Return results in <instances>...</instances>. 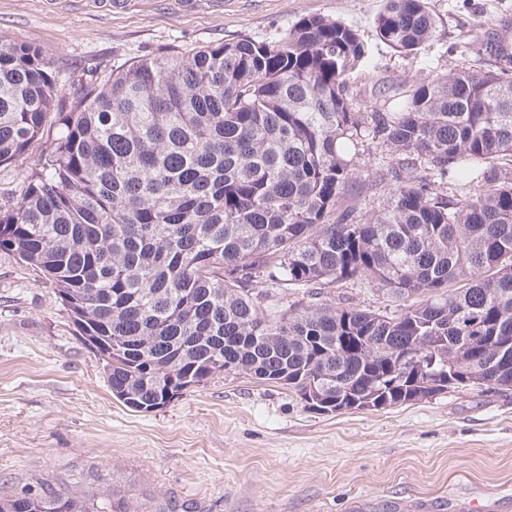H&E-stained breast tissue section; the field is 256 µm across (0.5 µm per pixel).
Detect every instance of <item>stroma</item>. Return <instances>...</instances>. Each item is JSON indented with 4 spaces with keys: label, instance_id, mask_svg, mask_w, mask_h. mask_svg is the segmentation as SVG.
<instances>
[{
    "label": "stroma",
    "instance_id": "stroma-1",
    "mask_svg": "<svg viewBox=\"0 0 512 512\" xmlns=\"http://www.w3.org/2000/svg\"><path fill=\"white\" fill-rule=\"evenodd\" d=\"M436 21L415 53L381 42L383 0H0V35L39 48L70 77L113 71L242 37L269 41L320 14L361 35L367 60L348 78L354 111L455 68L486 70L471 43L512 26V0H427ZM58 131L0 164V207L17 204ZM51 487L123 502L129 512H498L512 497V393L477 389L380 410L318 413L287 387L216 374L164 408L137 413L112 396L97 355L42 271L0 250V497Z\"/></svg>",
    "mask_w": 512,
    "mask_h": 512
}]
</instances>
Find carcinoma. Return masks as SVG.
I'll use <instances>...</instances> for the list:
<instances>
[{
    "label": "carcinoma",
    "instance_id": "1",
    "mask_svg": "<svg viewBox=\"0 0 512 512\" xmlns=\"http://www.w3.org/2000/svg\"><path fill=\"white\" fill-rule=\"evenodd\" d=\"M379 39L411 53L435 19L426 0H384ZM479 57L512 61L495 28ZM357 31L307 16L280 37H248L112 74H58L39 49L0 37V163L20 157L58 112L43 169L0 209V250L55 284L78 335L98 341L115 398L148 412L168 390L246 374L301 393L311 410L428 396L442 362L454 388L512 390V75L452 69L391 96L367 123L347 77ZM371 141L394 164L364 184L385 206L345 204ZM366 282L400 303L361 309L331 291ZM264 284L315 302L274 313ZM122 353H108L111 344ZM420 353L427 370L402 356ZM61 491L0 498V512H105Z\"/></svg>",
    "mask_w": 512,
    "mask_h": 512
}]
</instances>
